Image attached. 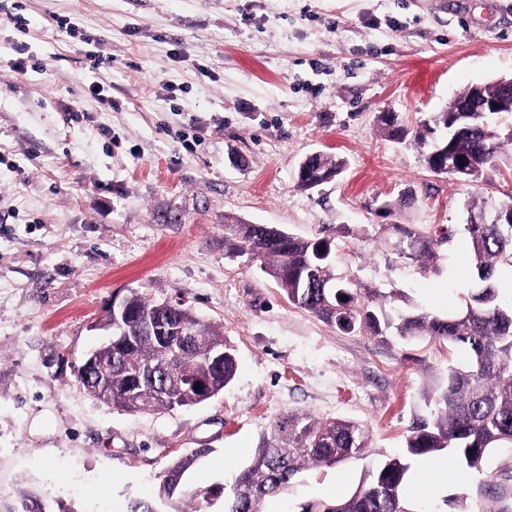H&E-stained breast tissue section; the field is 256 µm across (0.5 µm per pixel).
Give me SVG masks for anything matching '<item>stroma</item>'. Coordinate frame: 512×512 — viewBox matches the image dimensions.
<instances>
[{
    "label": "stroma",
    "mask_w": 512,
    "mask_h": 512,
    "mask_svg": "<svg viewBox=\"0 0 512 512\" xmlns=\"http://www.w3.org/2000/svg\"><path fill=\"white\" fill-rule=\"evenodd\" d=\"M501 77L512 0H0V512H123L189 455L185 486L221 481L288 413L359 423L370 442L303 470L287 512L351 495L464 353L337 331L225 249L224 218L333 238L339 277L435 313L464 308L477 282L463 226L470 208L512 198V161L474 182L437 176L377 116L414 129ZM316 151L346 167L300 189ZM407 187L417 200L398 208ZM406 229L451 237L423 267L402 252ZM133 293L219 327L231 384L170 411L85 390L74 367L101 339L94 325ZM459 497L467 512H512V447L424 505L458 512Z\"/></svg>",
    "instance_id": "1"
}]
</instances>
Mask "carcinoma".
Masks as SVG:
<instances>
[{"label":"carcinoma","instance_id":"cac0c4a2","mask_svg":"<svg viewBox=\"0 0 512 512\" xmlns=\"http://www.w3.org/2000/svg\"><path fill=\"white\" fill-rule=\"evenodd\" d=\"M380 129L395 140L413 138L424 166L435 175L470 180L498 170L500 153L512 145V110L501 112H450L443 107L430 112L411 132L394 112L379 115ZM329 166L341 173L345 161L322 154L310 172ZM464 230L470 240L471 259L480 284L468 293L466 308L446 316L415 308L400 312L394 300L370 288H361L336 276L333 241L326 237L303 238L283 232L270 237L263 224H246L228 216L224 244L229 251L247 254L268 263L265 272L276 281L288 300L344 333H368L382 339L427 336L462 349L466 362L448 372L444 386L424 395L428 412L412 419L404 454L389 456L369 474L368 481L347 498L308 501L301 512H423L409 501L406 489L412 462L418 457L448 456L468 469L481 471L491 449L512 444V300L502 279L512 290V199L491 215H469ZM403 252L418 259L433 255L434 246L448 240L423 238L403 231ZM136 318L160 313L162 305L132 294L127 297ZM165 319L177 325L197 326L194 343L166 348L150 338L132 336L99 348V358L112 365V388L83 382L103 403L124 411L173 410L203 403L224 390L234 379L237 359L218 328L205 324L190 310L176 306L165 310ZM224 354L217 365H207L209 355ZM201 376L205 389L183 394L167 375ZM368 430L344 419L319 420L291 413L273 424L263 437L251 463L211 485L185 493L191 504L182 508L175 500L171 480L184 476L188 464L172 467L157 494L133 498L125 512H214L218 499L238 500V512H269V506L309 466L332 467L368 447Z\"/></svg>","mask_w":512,"mask_h":512}]
</instances>
